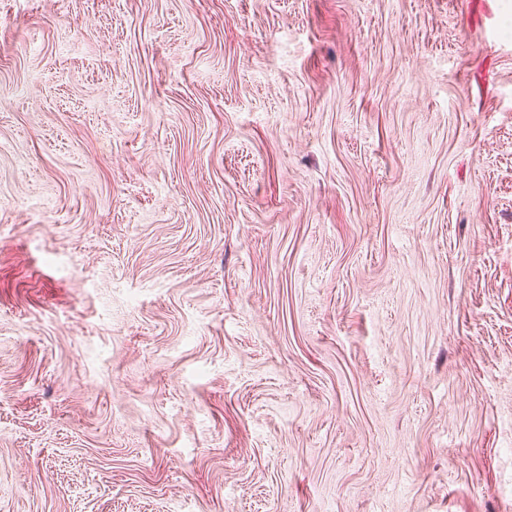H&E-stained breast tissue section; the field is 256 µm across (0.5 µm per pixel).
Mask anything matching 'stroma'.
Segmentation results:
<instances>
[{
  "instance_id": "obj_1",
  "label": "stroma",
  "mask_w": 512,
  "mask_h": 512,
  "mask_svg": "<svg viewBox=\"0 0 512 512\" xmlns=\"http://www.w3.org/2000/svg\"><path fill=\"white\" fill-rule=\"evenodd\" d=\"M0 512H512V0H0Z\"/></svg>"
}]
</instances>
